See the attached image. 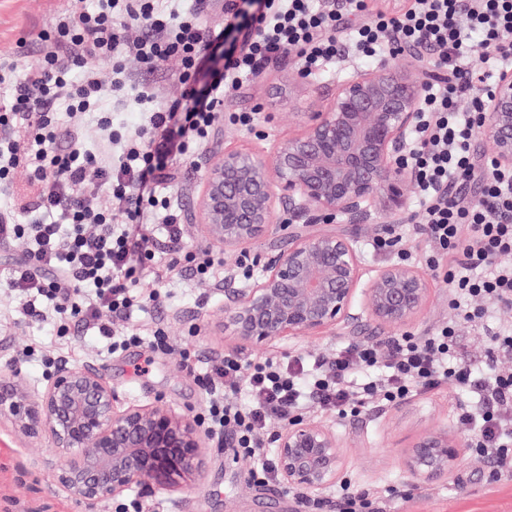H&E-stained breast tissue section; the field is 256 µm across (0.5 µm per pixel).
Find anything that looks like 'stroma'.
<instances>
[{"label": "stroma", "mask_w": 512, "mask_h": 512, "mask_svg": "<svg viewBox=\"0 0 512 512\" xmlns=\"http://www.w3.org/2000/svg\"><path fill=\"white\" fill-rule=\"evenodd\" d=\"M73 0H0V56H15L19 66L37 57L40 32L50 29ZM357 65L346 60L314 78L304 93L291 96L286 89L297 69L291 60H282L269 74L240 90L226 92L228 110H248L262 106L265 123L243 132L220 125L210 145L226 151L256 142H282L298 134L305 113L321 109L334 96L336 82L355 74ZM204 176L203 163L188 165L175 186L186 220L183 243L204 245L196 217V200ZM334 228L345 230L357 241L366 272L393 263V256H377L367 249L369 242L386 225L380 219L364 224L335 220ZM291 226L275 225L271 234L224 254V266L259 274L261 257L269 247L287 240ZM427 305L411 328L422 334L439 323L455 319L448 303V291L437 277L429 279ZM224 296L220 283L197 282L188 272H180L173 284L162 289L158 301L136 314L129 322H117L118 330L133 329L140 343L116 351L94 331L70 322L66 334H58L49 320L22 317L0 325V380L26 385L43 383L49 372L40 360L19 361L30 347L46 356L65 359L74 365H94L101 378L114 389L122 405L144 404L162 399L177 412L201 416L207 396L198 382L200 373L227 353H242L261 359L297 352L311 357L335 353L347 342L379 341L388 337L385 329L362 320L357 332L330 329L320 336H286L256 348L241 346L224 329ZM164 328L173 348L150 352L146 340L156 328ZM460 397L452 388L414 396L379 414L335 421L341 439L342 465L337 485L315 496L310 512H336L339 486L382 487L392 492L389 512H512V475H499L493 464L475 449L468 448L448 477L423 484L412 482L401 458L419 437L448 430L468 437L465 425L456 419ZM58 460L50 435L37 440L18 436L9 422L0 421V512H115V501L88 509L62 487L53 485L51 469ZM256 460L235 454L227 447L207 451L204 473L174 492L149 493L136 488L130 495L141 501L146 512H294L295 496L287 482L258 486L250 479Z\"/></svg>", "instance_id": "1"}]
</instances>
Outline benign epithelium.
<instances>
[{
    "mask_svg": "<svg viewBox=\"0 0 512 512\" xmlns=\"http://www.w3.org/2000/svg\"><path fill=\"white\" fill-rule=\"evenodd\" d=\"M421 94L407 69L385 60L340 82L299 134L269 147L212 152L197 202L206 239L232 250L275 224L307 227L339 216L347 224L401 223L403 186L412 179L403 157ZM477 131L498 163L512 167V71L500 75ZM360 287L366 315L388 329L415 322L428 297L427 278L413 265L391 263L367 277L351 236L296 232L267 254L258 277L225 273L227 330L250 346L346 330L364 315L355 308ZM0 417L24 438L50 434L60 454L52 481L91 505L136 487L175 491L204 470L206 448L224 445L197 417L160 400L119 405L95 369L65 360L37 388L1 381ZM273 444L289 485L311 496L336 483L341 443L331 427L299 416ZM463 447L448 431L433 433L411 446L403 465L415 482L442 478Z\"/></svg>",
    "mask_w": 512,
    "mask_h": 512,
    "instance_id": "benign-epithelium-1",
    "label": "benign epithelium"
}]
</instances>
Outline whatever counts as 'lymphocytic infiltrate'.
<instances>
[{"label": "lymphocytic infiltrate", "instance_id": "1", "mask_svg": "<svg viewBox=\"0 0 512 512\" xmlns=\"http://www.w3.org/2000/svg\"><path fill=\"white\" fill-rule=\"evenodd\" d=\"M210 2L184 8L97 0L62 12L25 70L0 60V193L10 191L20 166L36 188L0 208V245L21 238L32 244L9 269L8 290L24 297L26 316L75 319L112 348L126 345L129 336L114 330L113 320L159 297L138 293L133 269L156 257L142 247L153 226L164 230L171 268L212 281L224 265L217 249L183 246L186 214L173 183L220 123L243 130L259 124L260 107L225 110L227 90L264 77L286 55L308 77L344 56L380 60L424 50L432 73L406 157L420 197L411 221L424 247L401 250V236L388 234L372 247L424 262L447 288L456 319L423 336L349 342L312 359L225 355L201 380L209 395L201 421L236 453L259 458L251 478L270 484L280 478L264 444L271 423L311 407L342 419L361 416L450 385L466 396L458 417L477 448L499 473L511 474L512 367L475 368L464 358L463 335L486 306L512 310V265L498 262L512 254V167L474 148L483 104L500 71L512 68V0H414L398 14L367 0H253L247 8L223 0L222 19L213 24L206 20ZM131 28L140 29L138 38L128 39ZM129 55L154 68L178 59L180 97L134 87L123 64ZM95 61L111 63V88L99 81ZM132 87L144 122L115 153L103 157L61 142L56 112L95 114L107 131L103 102ZM464 99L466 112L459 108ZM100 192L113 206H99ZM477 298L485 307L474 306Z\"/></svg>", "mask_w": 512, "mask_h": 512}]
</instances>
